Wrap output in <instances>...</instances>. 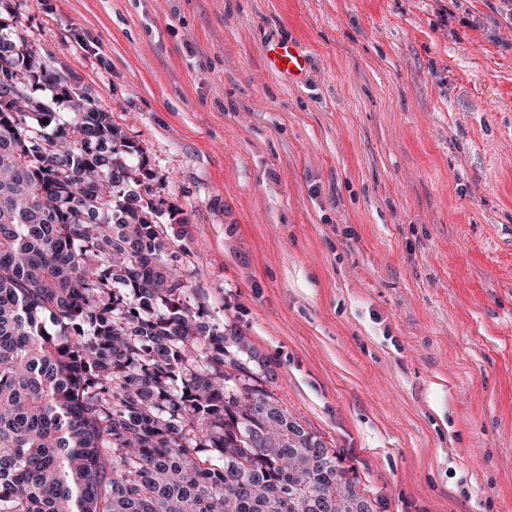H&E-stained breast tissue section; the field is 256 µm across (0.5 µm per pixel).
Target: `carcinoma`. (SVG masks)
<instances>
[{
	"label": "carcinoma",
	"mask_w": 512,
	"mask_h": 512,
	"mask_svg": "<svg viewBox=\"0 0 512 512\" xmlns=\"http://www.w3.org/2000/svg\"><path fill=\"white\" fill-rule=\"evenodd\" d=\"M2 47L0 512H376L205 320L133 141L0 22Z\"/></svg>",
	"instance_id": "1"
}]
</instances>
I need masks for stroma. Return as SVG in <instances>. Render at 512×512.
<instances>
[{"instance_id":"stroma-1","label":"stroma","mask_w":512,"mask_h":512,"mask_svg":"<svg viewBox=\"0 0 512 512\" xmlns=\"http://www.w3.org/2000/svg\"><path fill=\"white\" fill-rule=\"evenodd\" d=\"M504 0H0L146 160L213 322L384 512H512ZM312 58L267 71L271 38Z\"/></svg>"}]
</instances>
